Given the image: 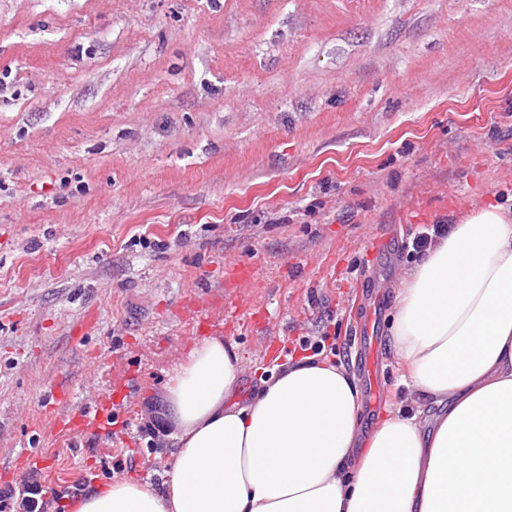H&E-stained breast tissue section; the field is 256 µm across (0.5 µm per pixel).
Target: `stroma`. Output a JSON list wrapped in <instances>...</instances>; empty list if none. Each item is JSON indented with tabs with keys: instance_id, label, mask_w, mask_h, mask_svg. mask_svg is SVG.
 I'll return each mask as SVG.
<instances>
[{
	"instance_id": "obj_1",
	"label": "stroma",
	"mask_w": 512,
	"mask_h": 512,
	"mask_svg": "<svg viewBox=\"0 0 512 512\" xmlns=\"http://www.w3.org/2000/svg\"><path fill=\"white\" fill-rule=\"evenodd\" d=\"M484 205L512 206V0H0V488L26 457L59 492L160 486L174 441L139 428L200 317L241 398L305 336L360 374L365 278L385 298L370 431L402 399L407 243ZM106 396L133 429L54 430Z\"/></svg>"
}]
</instances>
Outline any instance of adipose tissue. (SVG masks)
Returning <instances> with one entry per match:
<instances>
[{
	"instance_id": "adipose-tissue-1",
	"label": "adipose tissue",
	"mask_w": 512,
	"mask_h": 512,
	"mask_svg": "<svg viewBox=\"0 0 512 512\" xmlns=\"http://www.w3.org/2000/svg\"><path fill=\"white\" fill-rule=\"evenodd\" d=\"M390 337L404 399L366 435L345 367L302 357L241 401L238 356L203 340L166 385L161 488L115 480L72 512H512V211L473 208L427 248Z\"/></svg>"
}]
</instances>
